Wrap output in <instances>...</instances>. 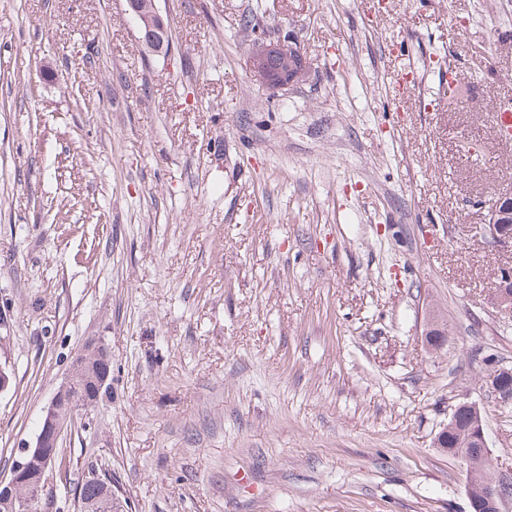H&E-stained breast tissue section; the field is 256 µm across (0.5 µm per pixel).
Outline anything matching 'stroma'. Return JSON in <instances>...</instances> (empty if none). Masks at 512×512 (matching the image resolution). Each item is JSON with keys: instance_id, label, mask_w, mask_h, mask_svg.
I'll list each match as a JSON object with an SVG mask.
<instances>
[{"instance_id": "35a3bbf8", "label": "stroma", "mask_w": 512, "mask_h": 512, "mask_svg": "<svg viewBox=\"0 0 512 512\" xmlns=\"http://www.w3.org/2000/svg\"><path fill=\"white\" fill-rule=\"evenodd\" d=\"M158 6L165 58L124 0H0V477L100 336L112 383L44 512L93 466L128 512H469L434 444L463 401L512 486V405L486 383L512 368V245L484 232L512 192L489 108L512 0ZM264 33L310 63L287 94L250 77ZM395 42L433 59L406 99ZM495 302L501 312L512 316V271L505 270L499 278Z\"/></svg>"}]
</instances>
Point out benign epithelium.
I'll use <instances>...</instances> for the list:
<instances>
[{
    "label": "benign epithelium",
    "mask_w": 512,
    "mask_h": 512,
    "mask_svg": "<svg viewBox=\"0 0 512 512\" xmlns=\"http://www.w3.org/2000/svg\"><path fill=\"white\" fill-rule=\"evenodd\" d=\"M144 48L154 55H166L171 50V26L162 15L157 0H126ZM249 73L257 84L272 91H288L305 82L309 66L297 41L291 37L261 38L253 43L248 55ZM493 242L512 243V196L503 194L490 209L489 224L485 227ZM495 302L501 312L512 316V271L499 278ZM89 383V390L104 389L112 382V355L100 338L86 342L76 355L71 370L54 392L43 410L34 444L19 450L10 476L0 478V512H35L43 493L48 489L50 474L55 469L57 448L62 436L71 427L82 402L74 395L78 379ZM486 381L505 405L512 404V370L499 368L488 374ZM466 412L470 445L454 449L452 456L468 475V497L471 512H501L502 503L512 497L507 485L473 480L477 455H487L484 417L475 402H460L453 406L448 417L456 421Z\"/></svg>",
    "instance_id": "obj_1"
}]
</instances>
